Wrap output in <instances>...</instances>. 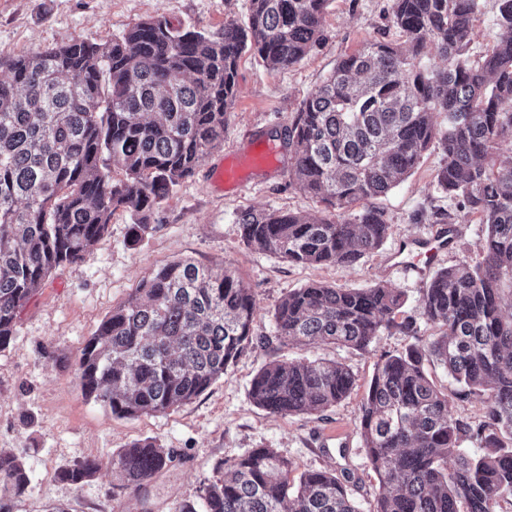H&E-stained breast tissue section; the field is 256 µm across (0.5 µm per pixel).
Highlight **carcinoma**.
<instances>
[{
  "mask_svg": "<svg viewBox=\"0 0 512 512\" xmlns=\"http://www.w3.org/2000/svg\"><path fill=\"white\" fill-rule=\"evenodd\" d=\"M331 0H250L247 25L177 32L160 16L104 43L75 39L35 54L0 58V351L19 311L53 270L84 260L112 216L125 210L138 241L154 209L224 140L241 55L270 70L301 61L321 40ZM505 35L469 55L479 0H392L390 23L409 45L376 40L342 57L300 103L285 129L294 184L326 214L248 210L247 246L301 265H354L389 236L383 214L352 207L410 176L439 143L438 188L478 217V257L435 271L419 297L436 333L400 318L403 295L376 284L309 282L275 307V337L367 351L392 328L415 339L377 363L357 416L366 459L378 478L370 512H499L512 505V0H495ZM432 44L445 61L431 72L410 55ZM448 118L439 132L435 118ZM255 306L231 266L216 272L189 259L144 278L87 339L77 378L84 397L133 418L189 404L254 345ZM448 372L461 397H485L484 419L455 416L424 362ZM350 367L331 361L264 364L253 403L276 415L320 414L355 387ZM482 448L470 453L465 445ZM151 439L117 453L123 486L140 490L173 466ZM98 469L84 457L63 473L80 485ZM351 472L295 474L274 448L224 461L180 512H360ZM0 512H13L29 476L0 452Z\"/></svg>",
  "mask_w": 512,
  "mask_h": 512,
  "instance_id": "cac0c4a2",
  "label": "carcinoma"
}]
</instances>
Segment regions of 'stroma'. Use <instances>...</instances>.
<instances>
[{"instance_id":"stroma-1","label":"stroma","mask_w":512,"mask_h":512,"mask_svg":"<svg viewBox=\"0 0 512 512\" xmlns=\"http://www.w3.org/2000/svg\"><path fill=\"white\" fill-rule=\"evenodd\" d=\"M391 0H332L322 40L298 64L270 71L251 55L238 66V94L229 107L224 140L194 175L157 207L154 230L132 241L135 218L119 210L107 234L85 259L55 269L21 310L17 333L0 351V450L23 462L30 484L15 512H180L195 499L204 480L224 475V461L250 448H273L297 472L350 469L358 485L361 512H369L378 490L356 428L360 404L377 363L404 350L411 339L393 329L378 336L369 351L274 340L272 313L289 291L318 281L343 288L383 284L403 293L404 315L419 317L420 283L389 268L386 259L400 241L430 237L435 213L447 214L462 233L440 266L476 256L480 226L476 216L459 212L437 186L443 162L431 146L415 172L386 194L370 199L390 226L384 244L353 266H304L248 247L238 224L241 213L279 210L322 215L323 203L300 191L289 177L291 160L280 152L278 171L256 176L241 190L220 188L214 172L226 155L246 151L252 135L282 134L301 101L343 56L375 40L399 42L388 16ZM249 0H0V57L33 54L74 39L102 43L122 37L134 24L165 17L174 28L205 33L224 24H245ZM191 258L220 269L235 268L255 300V335L271 337L269 347L249 348L224 376L192 403L164 414L118 418L85 398L76 368L85 341L112 309L125 302L158 267ZM328 359L349 366L356 386L344 401L320 415L286 417L257 407L251 381L272 360ZM425 369L448 395L452 412L470 421L484 412L482 396L454 395L447 371L433 362ZM171 449L176 461L144 489L124 488L112 466L121 448L142 439ZM99 461L94 477L74 486L59 477L77 459Z\"/></svg>"}]
</instances>
